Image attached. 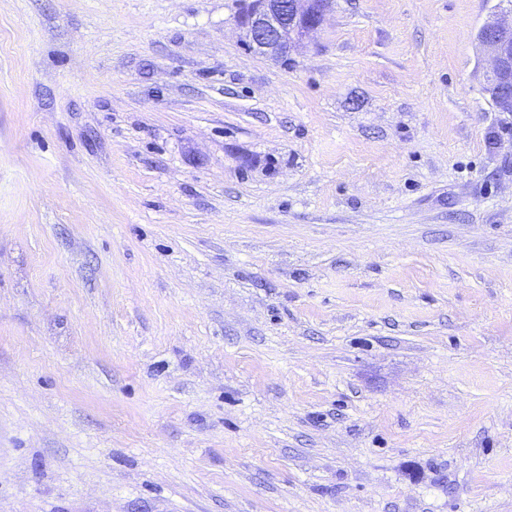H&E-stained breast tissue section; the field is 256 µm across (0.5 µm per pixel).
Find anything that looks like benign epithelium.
<instances>
[{"label":"benign epithelium","mask_w":512,"mask_h":512,"mask_svg":"<svg viewBox=\"0 0 512 512\" xmlns=\"http://www.w3.org/2000/svg\"><path fill=\"white\" fill-rule=\"evenodd\" d=\"M333 0H243L236 18L248 46L255 52L282 59L325 21ZM478 41L488 54L484 80L498 107L512 112V22H485Z\"/></svg>","instance_id":"7a95c632"}]
</instances>
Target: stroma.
Returning <instances> with one entry per match:
<instances>
[{
    "label": "stroma",
    "instance_id": "35a3bbf8",
    "mask_svg": "<svg viewBox=\"0 0 512 512\" xmlns=\"http://www.w3.org/2000/svg\"><path fill=\"white\" fill-rule=\"evenodd\" d=\"M506 0H0V512H512ZM236 18L248 46L282 59L325 21L333 0H243ZM478 41L488 54L485 83L495 93L498 107L512 112V18L510 23L494 17L487 20Z\"/></svg>",
    "mask_w": 512,
    "mask_h": 512
}]
</instances>
